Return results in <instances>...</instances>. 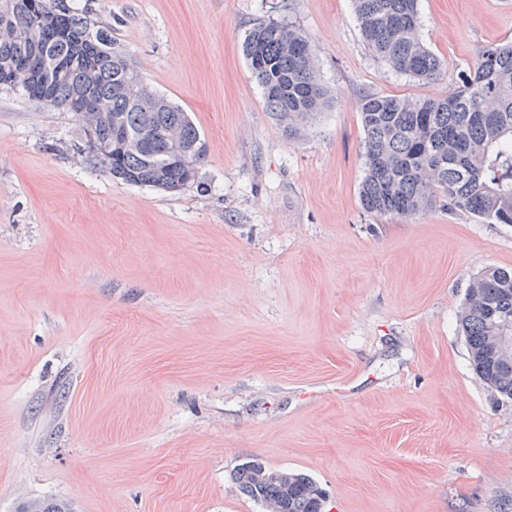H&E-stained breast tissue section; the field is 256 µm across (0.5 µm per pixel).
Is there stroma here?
<instances>
[{"instance_id":"stroma-1","label":"stroma","mask_w":512,"mask_h":512,"mask_svg":"<svg viewBox=\"0 0 512 512\" xmlns=\"http://www.w3.org/2000/svg\"><path fill=\"white\" fill-rule=\"evenodd\" d=\"M75 4L207 153L180 191L123 184L71 113L0 89V512H262L250 460L314 478L326 512H512V402L458 325L472 277L512 269V224L366 212L356 107L448 93L512 41V0H420L428 82L368 50L353 0ZM272 17L329 95L293 132L242 53ZM15 512H73V510L66 502L44 499L20 501Z\"/></svg>"}]
</instances>
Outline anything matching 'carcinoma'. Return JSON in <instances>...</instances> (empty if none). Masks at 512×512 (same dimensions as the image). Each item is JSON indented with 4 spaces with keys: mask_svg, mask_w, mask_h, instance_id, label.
<instances>
[{
    "mask_svg": "<svg viewBox=\"0 0 512 512\" xmlns=\"http://www.w3.org/2000/svg\"><path fill=\"white\" fill-rule=\"evenodd\" d=\"M364 42L396 72L422 81L440 76L441 60L419 38L418 0H354ZM72 0H0V87L70 112L108 146L86 164L127 184L166 192L195 179L206 145L178 105L152 91L112 47V25ZM243 52L265 105L292 131L327 103L311 38L273 18L246 34ZM98 112H81L83 98ZM365 134L363 209L415 217L440 198L487 224H512V43L486 47L461 84L438 98L375 93L357 99ZM475 374L512 401V269L473 277L459 316ZM240 490L264 512H324L325 496L308 475L260 462L237 471ZM15 512H73L57 500H28Z\"/></svg>",
    "mask_w": 512,
    "mask_h": 512,
    "instance_id": "cac0c4a2",
    "label": "carcinoma"
}]
</instances>
